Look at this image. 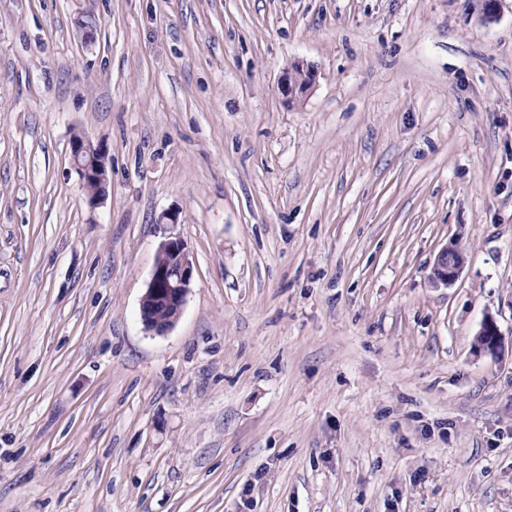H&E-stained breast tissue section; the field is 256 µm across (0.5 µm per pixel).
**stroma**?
<instances>
[{
  "label": "stroma",
  "instance_id": "35a3bbf8",
  "mask_svg": "<svg viewBox=\"0 0 512 512\" xmlns=\"http://www.w3.org/2000/svg\"><path fill=\"white\" fill-rule=\"evenodd\" d=\"M167 236L196 271L158 336ZM488 315L512 0H0V512H512ZM296 66L303 72L304 80L298 81L296 79L293 69L284 73L282 78V90L288 99V103L300 104L308 95L309 91L315 84L316 72L312 66L297 63ZM106 149L102 144L94 146L89 140L76 136L71 142L70 161L72 170L77 174L80 183H87L92 178L98 184L97 191L85 197L89 207L98 205L106 192L107 166ZM192 258L179 237L168 236L158 245L140 313L144 328L154 335H165L181 317L195 281ZM164 313L158 318L157 312ZM463 265V253L455 244L446 245L436 257L432 275L433 283L448 286L458 278ZM476 347L479 352H486L492 355L501 354L504 349L503 334L494 320L486 318L477 334Z\"/></svg>",
  "mask_w": 512,
  "mask_h": 512
}]
</instances>
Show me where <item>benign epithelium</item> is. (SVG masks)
Listing matches in <instances>:
<instances>
[{"instance_id":"1","label":"benign epithelium","mask_w":512,"mask_h":512,"mask_svg":"<svg viewBox=\"0 0 512 512\" xmlns=\"http://www.w3.org/2000/svg\"><path fill=\"white\" fill-rule=\"evenodd\" d=\"M297 67L303 72L304 80H297L291 70L284 73L281 82L283 93L292 105L301 103L316 81L312 66L299 63ZM70 161L80 183L85 184L91 179L98 184L97 191L86 196L88 206H97L106 192V149L101 144L95 146L77 136L71 142ZM463 265V253L456 245L443 247L434 263L433 283L443 286L453 283ZM194 281L193 261L183 240L173 236L164 238L158 245L150 280L140 303L141 319L148 332L164 335L175 326ZM476 347L492 355L502 353L503 334L494 318L483 321L477 334Z\"/></svg>"}]
</instances>
